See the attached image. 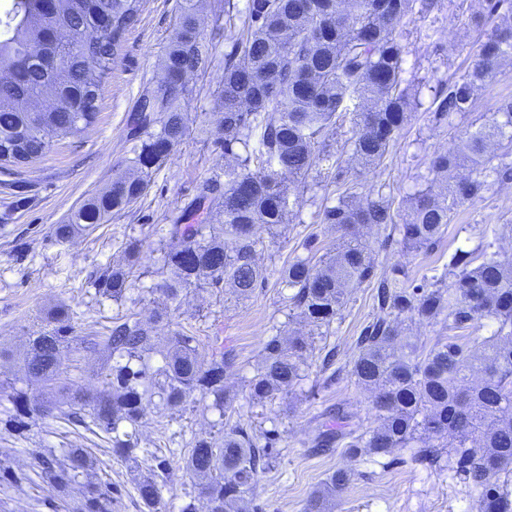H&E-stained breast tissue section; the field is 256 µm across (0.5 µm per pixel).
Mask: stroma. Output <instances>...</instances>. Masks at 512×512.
<instances>
[{"label":"stroma","instance_id":"obj_1","mask_svg":"<svg viewBox=\"0 0 512 512\" xmlns=\"http://www.w3.org/2000/svg\"><path fill=\"white\" fill-rule=\"evenodd\" d=\"M179 5L180 0H144L116 53L112 73L102 84L96 124L19 168L15 186L0 184V512H79L78 494L54 488L39 476L35 461L37 455L59 456L69 448L88 451L90 462L81 481L111 487L112 512H149L137 494L138 483L147 476L160 487L159 512H181L189 503L195 512H207L185 460L195 438L221 437L225 427L238 422L256 434L278 429L282 437L273 468L257 478L265 512H305L308 500L323 489L327 478L349 467L355 475L330 502L329 512H480L478 490L447 469L410 462L408 451H397L384 462H355L339 447L312 448L317 416L336 405L347 406L364 424L377 423L370 392L351 374L356 338L378 314L375 290L367 282L355 286L336 321L315 329L290 307L291 290L279 271L289 261L306 257V240H314L321 253L335 250L339 235L320 223L317 213L336 198L340 178L358 183L362 196L382 195L393 202L394 223L359 230L377 275L390 283L412 287L437 276L442 286H449L453 276L446 265L459 249L470 252L478 263L489 244L500 259L512 261V182L454 210L441 242L432 250L404 247L398 230L408 218L410 197L431 178L432 157L488 122L497 101L512 98L509 64L480 93L472 111L439 123L426 109L431 86L463 74L471 65L481 34L469 27L467 17L483 9L482 0H455L453 7L414 16L408 26L399 28L407 51V76L421 107L408 112L383 165L371 170L360 169L353 159L347 143L350 117L338 119L326 139L328 158L305 183L290 184L288 222L278 235L265 240L260 255L270 273L265 285L246 299L226 287L193 286L179 302L169 304L159 290L168 271L158 229L195 197L207 178L224 171L226 160L214 141L221 135L217 92L224 78L227 39H220L209 66L189 79L186 135L153 172L144 195L107 223L69 240H57L54 227L127 170L138 103L142 94L163 82V49L178 22ZM133 240L143 259L133 269L131 289L120 301L100 295L96 275L125 264L126 246ZM58 303L69 307L76 336L105 335L113 321L134 312L152 323L159 338L178 330L196 336L203 361L224 349L234 351L238 365L224 379L233 399L231 411L219 414L212 398L197 395L179 412L165 409L158 397L148 398L138 447L130 460L113 454L111 435L62 418L22 413L14 393H23L32 402L41 389L26 379L18 354L30 333L46 326L49 308ZM159 310L164 313L160 319L155 316ZM296 333L313 339L304 380L293 393L251 403L247 381L262 363L264 342L274 335ZM332 347L338 352L339 372L327 385L320 371L321 356ZM109 374L104 358L76 349L65 363L63 380L94 390ZM160 459L166 460V470L157 469Z\"/></svg>","mask_w":512,"mask_h":512}]
</instances>
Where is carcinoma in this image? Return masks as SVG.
<instances>
[{
  "label": "carcinoma",
  "instance_id": "cac0c4a2",
  "mask_svg": "<svg viewBox=\"0 0 512 512\" xmlns=\"http://www.w3.org/2000/svg\"><path fill=\"white\" fill-rule=\"evenodd\" d=\"M141 0H58L62 33L54 52L64 57L54 65L49 57L30 53L42 40L40 20L44 0H13L0 19V71L16 70L13 83L0 85V163H31L56 143L95 124L101 84L112 72L114 49L138 16ZM440 0H247L242 11L228 4L225 28L230 50L224 52L223 108L219 123L224 138L215 146L234 159L224 180H206L196 198L164 228L163 263L170 276L161 286L165 299L180 300L192 285L215 288L230 284L241 298L251 296L268 279L259 263L264 235L287 223L286 181L306 177L325 157L323 136L335 127L336 115L352 114V155L362 168L379 165L389 153L411 111L404 47L395 35L410 14H428ZM99 13L112 14V35L83 45L81 35L94 26ZM498 15L503 22L486 28ZM197 0H181L163 66L169 82L143 97L141 133L132 147L133 173L112 180L103 193L73 211L55 226L57 238L95 228L114 213L136 203L148 187L153 169L166 159L159 143L178 144L185 135L188 113L185 78L211 62L213 40L197 27ZM470 23L483 32L475 58L461 76L434 90L429 111L438 121L471 111L478 93L512 60V0H489L487 12H474ZM215 25V35H220ZM50 96L56 111L49 121L36 116L29 101ZM506 151L487 154L493 143ZM470 167L468 176L455 172ZM434 174L410 200L409 222L401 225L402 243L409 248L433 247L444 234L450 212L512 181V99L497 103L494 117L430 163ZM251 182L247 196L235 184ZM224 199V220L209 224L201 217L212 196ZM320 223L336 228L341 242L329 260L311 254L288 262L281 280L293 290L289 301L301 318L316 328L328 327L346 302V288L370 282L374 265L359 239L360 224H392V201L362 198L350 185L338 187L335 203L318 212ZM455 269L447 288L433 284L397 288L382 279L376 287L379 315L357 338L358 354L351 374L358 385L372 390L379 415L375 427L348 431L326 426L313 440L316 448L342 444L352 457L387 456L410 449L414 463L435 467L448 459V471L480 493L481 512H512V263L496 252L470 267L464 252L455 253ZM95 284L114 300L125 297L128 275L106 271ZM448 323L463 330L482 317L498 322L494 334L477 349L456 337L441 339L426 350L412 340L397 349L399 330L390 315ZM69 308L56 306L48 327L29 337L23 363L29 379L53 389L60 383L64 361L74 337L68 335ZM194 337L175 332L156 342L152 330L131 313L113 325L107 336L81 340L84 348L112 362L110 378L96 392L75 390L65 405L42 403L33 410L57 409L74 424L92 423L113 434L112 451L130 459L138 446L143 400L156 395L169 410L180 411L194 394L214 396L221 413L230 407L224 377L237 356L223 351L210 362L200 360ZM304 338L270 337L263 345V362L248 381L249 397L262 404L289 394L303 380ZM159 352L165 366L154 370L144 356ZM281 436L270 429L256 436L237 424L220 438L199 437L187 458V469L207 479L205 490L212 512H263L257 503L258 475L268 471L279 454ZM46 478L60 489L78 484L87 467L82 448H70L63 458H40ZM349 469H338L322 492L312 496L305 512H324L327 499L352 480ZM138 494L154 509L160 503L157 482H139ZM81 512H110L112 498L94 485H84Z\"/></svg>",
  "mask_w": 512,
  "mask_h": 512
}]
</instances>
